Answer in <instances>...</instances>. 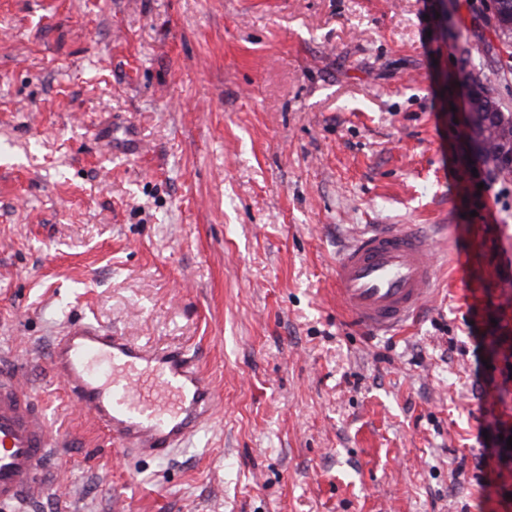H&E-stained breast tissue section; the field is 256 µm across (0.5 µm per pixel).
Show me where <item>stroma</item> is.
I'll use <instances>...</instances> for the list:
<instances>
[{
	"mask_svg": "<svg viewBox=\"0 0 512 512\" xmlns=\"http://www.w3.org/2000/svg\"><path fill=\"white\" fill-rule=\"evenodd\" d=\"M476 81L512 113L485 0H0V356L63 439L24 512H512V460H474L512 432ZM370 224L435 244L393 336L336 298ZM81 316L195 355L215 406L191 447L139 457L69 401L50 346Z\"/></svg>",
	"mask_w": 512,
	"mask_h": 512,
	"instance_id": "35a3bbf8",
	"label": "stroma"
}]
</instances>
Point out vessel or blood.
<instances>
[{
    "instance_id": "vessel-or-blood-1",
    "label": "vessel or blood",
    "mask_w": 512,
    "mask_h": 512,
    "mask_svg": "<svg viewBox=\"0 0 512 512\" xmlns=\"http://www.w3.org/2000/svg\"><path fill=\"white\" fill-rule=\"evenodd\" d=\"M435 276L427 236L412 224H380L340 254L336 297L366 329L394 331L424 306ZM50 371L114 442L153 459L185 446L213 406L211 381L192 356L146 349L84 317L55 336ZM60 445L33 390L14 368H0V512L40 496Z\"/></svg>"
}]
</instances>
